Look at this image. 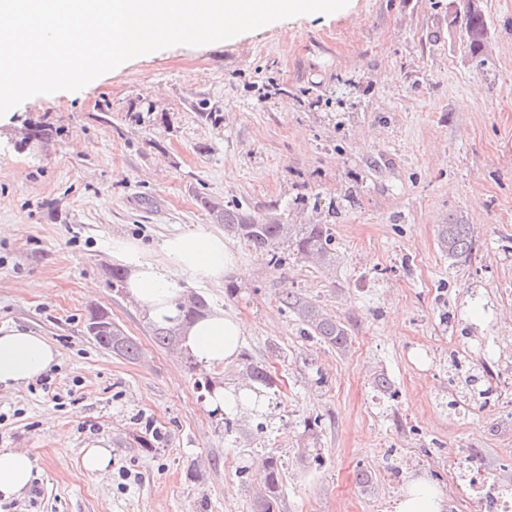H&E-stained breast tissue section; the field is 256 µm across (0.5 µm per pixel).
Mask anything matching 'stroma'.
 <instances>
[{
	"mask_svg": "<svg viewBox=\"0 0 512 512\" xmlns=\"http://www.w3.org/2000/svg\"><path fill=\"white\" fill-rule=\"evenodd\" d=\"M449 3L352 0L345 15L141 55L0 117V325L60 352L46 378L0 389V448L36 461L0 512H251L260 487L236 468L269 454L283 464L279 512H394L420 475L450 512H482L468 479L449 484L452 452H475L480 479L512 494V0H482L483 68ZM203 99L220 122L200 119ZM28 124L48 142L21 144ZM203 193L336 238L320 269L271 264L235 237L248 278L189 287L247 322L243 350L280 380L263 440L245 421L225 431L197 389L223 369L157 346L147 314L112 286V234L154 246L212 227ZM456 223L474 226L478 247L453 265L438 232ZM286 291L344 322L348 348L301 336L279 308ZM93 307L140 343V360L88 335ZM455 359L488 368L492 389L460 413ZM380 373L391 392L374 386ZM315 416L322 463L306 467L297 452ZM149 425L163 447L133 442ZM94 439L114 461L99 477L80 462Z\"/></svg>",
	"mask_w": 512,
	"mask_h": 512,
	"instance_id": "35a3bbf8",
	"label": "stroma"
}]
</instances>
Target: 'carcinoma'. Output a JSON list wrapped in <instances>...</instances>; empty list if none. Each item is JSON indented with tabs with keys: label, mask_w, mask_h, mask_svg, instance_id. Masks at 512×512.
I'll list each match as a JSON object with an SVG mask.
<instances>
[{
	"label": "carcinoma",
	"mask_w": 512,
	"mask_h": 512,
	"mask_svg": "<svg viewBox=\"0 0 512 512\" xmlns=\"http://www.w3.org/2000/svg\"><path fill=\"white\" fill-rule=\"evenodd\" d=\"M466 32H473L476 37L469 39L472 56L478 64H485L479 54L481 39L487 34L484 15L478 10L466 7L464 12ZM200 204L217 224L224 225V231L246 240L255 250L269 258V262L280 265L284 257L279 246L287 244L293 248L296 257L310 261L319 266L327 267L336 260V239L326 224H280L274 220L252 216L238 202L216 201L207 195L199 197ZM439 240L443 253L453 263L465 262L476 250L477 236L469 224L441 225ZM282 311L291 314L300 327L302 335L316 340L318 343L343 349L350 340L348 328L341 321L323 313L311 300L288 292L279 298ZM183 321L188 322L202 315L207 310L206 300L198 295L195 300H183L179 303ZM150 335L155 343L164 348L171 347L174 337L180 335L178 326H159L149 323ZM95 341L105 349L112 348V353L128 360H137L142 352L137 341L125 334L119 326H112V338L102 332L96 333ZM233 376L237 382L231 388L236 405L246 404L250 407V418L253 419L256 434L266 433L267 424L263 420V406L267 399L279 391L278 378L262 361L253 358L249 353L242 352L233 368ZM482 375L470 374L465 378L467 393L463 400H453L452 408L460 404L470 405L471 402L487 398L489 390L482 388ZM149 436H138L136 442L144 448H155L165 442L164 434L152 425L145 426ZM236 475L244 484L254 476H259L265 488V494L254 501L253 512H276L278 507L282 476L278 458L274 455L265 458L262 469L253 473L251 466L240 463Z\"/></svg>",
	"instance_id": "cac0c4a2"
}]
</instances>
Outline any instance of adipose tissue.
<instances>
[{
	"label": "adipose tissue",
	"instance_id": "1",
	"mask_svg": "<svg viewBox=\"0 0 512 512\" xmlns=\"http://www.w3.org/2000/svg\"><path fill=\"white\" fill-rule=\"evenodd\" d=\"M114 263L128 272L130 299L162 324L179 320L177 303L193 282L221 283L226 274L241 271L238 256L223 232L198 229L165 235L157 247L115 236L110 241ZM248 326L221 309L208 312L182 330V346L206 370L237 357ZM59 352L43 334L20 325L0 326V385L18 387L35 381L56 364ZM34 462L28 451L0 448V498L11 499L29 489ZM395 512H444V499L427 477L405 483Z\"/></svg>",
	"mask_w": 512,
	"mask_h": 512
}]
</instances>
